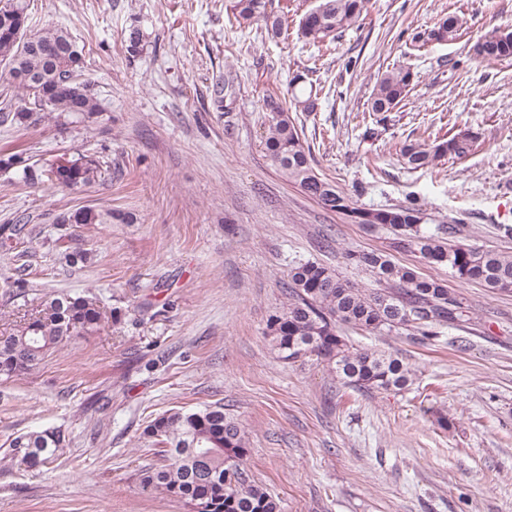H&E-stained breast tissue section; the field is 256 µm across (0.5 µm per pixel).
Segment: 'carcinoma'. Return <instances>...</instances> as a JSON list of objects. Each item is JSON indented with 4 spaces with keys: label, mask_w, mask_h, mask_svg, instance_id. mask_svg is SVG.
<instances>
[{
    "label": "carcinoma",
    "mask_w": 512,
    "mask_h": 512,
    "mask_svg": "<svg viewBox=\"0 0 512 512\" xmlns=\"http://www.w3.org/2000/svg\"><path fill=\"white\" fill-rule=\"evenodd\" d=\"M368 0H320L299 22L301 36L313 43H330L355 25L367 11ZM30 0H6L0 6V122L24 124L35 112L91 118L103 111L92 82L85 77L83 50L64 28L29 29ZM228 22L250 27L264 23L269 38L282 34L286 15L267 12V0H228ZM461 22L449 16L431 32L438 42L457 38ZM147 35L132 21L125 41L128 57L140 56ZM475 54L492 62L512 57V33L490 36L474 46ZM299 75L290 81L294 107L312 112L316 100ZM413 74L406 69L382 73L369 100L370 110L393 111L408 95ZM267 114L265 150L288 182L303 189L323 208L345 216L352 224L390 228L399 244L418 252L429 263L446 266L463 282L478 283L492 292L512 294V253L452 244L422 226V210L415 204L386 209H366L319 177L310 147L304 145L283 103L263 98ZM474 145L468 134H456L433 145L411 143L401 156L411 169H424L446 155L466 156ZM107 172L96 157L58 158L47 170L24 169L31 183L82 188ZM58 224H110L112 212L78 207L63 212ZM24 218L0 224V248L9 251L19 240ZM349 263L371 272L376 288H357L332 269L314 262L293 267L285 292L287 306L268 319V337L285 361L314 356L326 362L336 378L357 391L403 390L410 381L409 367L393 354L356 349L340 335L337 326L361 331L412 330L424 339L438 336L445 325L469 320L467 308L439 280L392 262L386 255L352 251ZM107 319L95 296L55 292L42 301L23 326L0 332V377L7 379L37 369L44 358L80 334L100 330ZM144 434L153 439L160 466L139 471L144 491L158 493L202 507L200 512H282L279 501L254 484L244 465L246 432L224 406L208 405L170 410L154 419ZM64 432L49 428L15 436L9 441L11 460L29 468H51L59 460Z\"/></svg>",
    "instance_id": "1"
}]
</instances>
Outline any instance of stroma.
Here are the masks:
<instances>
[{"label": "stroma", "instance_id": "1", "mask_svg": "<svg viewBox=\"0 0 512 512\" xmlns=\"http://www.w3.org/2000/svg\"><path fill=\"white\" fill-rule=\"evenodd\" d=\"M316 4L268 0L269 11L289 10L287 31L268 40L230 26L224 0H31L32 28L65 27L83 45L104 110L0 124V152L24 159L0 167V224L28 218L16 248L0 250V274L30 284L23 298L0 290V331L55 291L95 293L116 317L32 373L0 379V512H191L142 490L138 469L157 460L143 430L168 410L215 403L243 424L246 467L282 512H512V294L460 282L392 232L325 210L272 166L262 110L264 95L307 74L318 108L293 118L321 177L361 207L413 201L429 230L512 252V58L472 52L512 27V0H369L329 49L298 35ZM445 16L463 19L460 36L429 40ZM135 18L149 44L131 59ZM399 67L414 75L408 96L370 112L378 74ZM219 79L233 89L220 106ZM462 131L475 136L464 158L412 170L400 156ZM63 155L109 170L75 190L26 182L24 167ZM81 206L135 220L57 224ZM61 239L90 250L84 267L66 266ZM350 250L438 279L470 309L467 327L430 341L341 327L354 347L403 358L414 373L406 390H352L319 360L280 361L265 337L297 263L373 287ZM54 427L66 435L60 466L18 470L9 438Z\"/></svg>", "mask_w": 512, "mask_h": 512}]
</instances>
